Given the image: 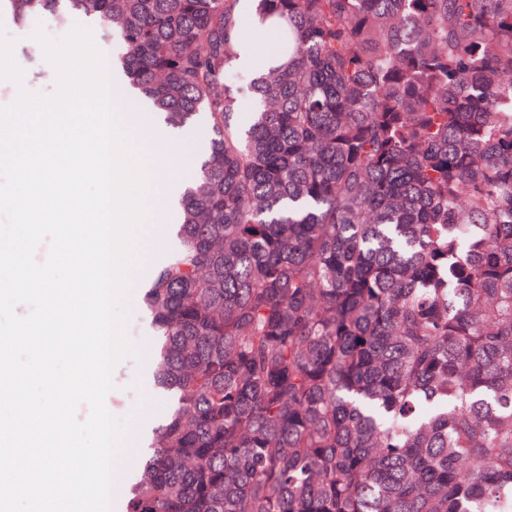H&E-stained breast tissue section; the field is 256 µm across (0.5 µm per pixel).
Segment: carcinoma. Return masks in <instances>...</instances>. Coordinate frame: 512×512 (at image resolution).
<instances>
[{
  "label": "carcinoma",
  "mask_w": 512,
  "mask_h": 512,
  "mask_svg": "<svg viewBox=\"0 0 512 512\" xmlns=\"http://www.w3.org/2000/svg\"><path fill=\"white\" fill-rule=\"evenodd\" d=\"M0 0L89 19L207 158L147 278L122 512H512V0Z\"/></svg>",
  "instance_id": "1"
}]
</instances>
